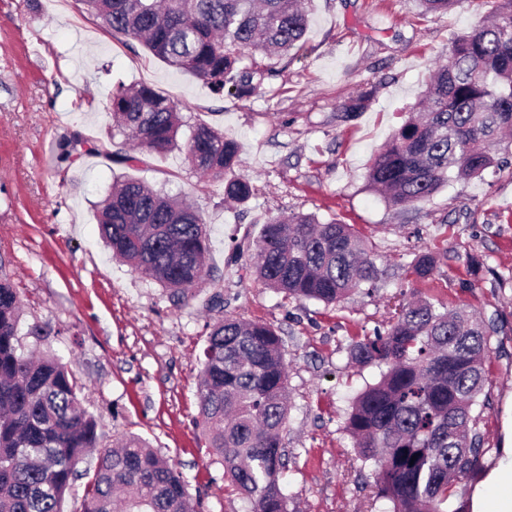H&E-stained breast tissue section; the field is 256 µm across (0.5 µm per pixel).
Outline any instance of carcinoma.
<instances>
[{
  "label": "carcinoma",
  "instance_id": "cac0c4a2",
  "mask_svg": "<svg viewBox=\"0 0 512 512\" xmlns=\"http://www.w3.org/2000/svg\"><path fill=\"white\" fill-rule=\"evenodd\" d=\"M115 34L189 73L220 94L247 96L273 72L264 59L288 55L308 29L302 0H80ZM465 0H418L422 12L446 11ZM423 106L408 113L375 155L368 182L392 207L430 200L453 170L480 177L512 147V10L458 36L431 74ZM106 135L136 140L140 156L116 145L129 164L178 146L182 122L169 97L146 84L112 89ZM199 173L224 180L239 147L207 124L185 144ZM224 195L245 205L249 179L224 183ZM102 238L131 271L159 283L183 302L206 274L207 223L196 209L145 182L124 176L97 206ZM436 266L420 253L414 274ZM255 274L297 300L326 305L371 283L381 270L348 224L292 213L263 225ZM20 298L0 281V512H61L77 465L97 447L95 419L75 379L55 357L18 351ZM493 326L464 309H440L420 298L401 307L384 331L356 342L360 365L382 368L379 381L354 401L345 429L359 458L376 466L379 493L392 512H472L470 500L448 510L453 485L476 470L482 452L473 406L486 382ZM197 390L201 425L224 477L248 512H288L279 476L287 413L283 340L269 325L226 316L206 341ZM196 512L186 483L140 437L98 453L81 512Z\"/></svg>",
  "mask_w": 512,
  "mask_h": 512
}]
</instances>
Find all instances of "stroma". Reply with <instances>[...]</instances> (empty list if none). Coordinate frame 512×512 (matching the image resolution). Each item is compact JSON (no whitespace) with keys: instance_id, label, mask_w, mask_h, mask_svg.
<instances>
[{"instance_id":"1","label":"stroma","mask_w":512,"mask_h":512,"mask_svg":"<svg viewBox=\"0 0 512 512\" xmlns=\"http://www.w3.org/2000/svg\"><path fill=\"white\" fill-rule=\"evenodd\" d=\"M512 0H473L421 14L414 0H310L302 47L274 64L254 95L219 96L141 45L103 28L78 0H0V280L22 300L19 344L48 353L75 376L98 424L100 448L147 439L183 477L197 512H246L196 426L200 358L210 327L231 315L271 325L288 370V512H391L375 466L356 455L345 421L380 378L351 356L418 291L437 305L493 320L488 382L473 409L484 439L474 479L457 495L512 492V155L483 177L450 179L430 202L388 207L367 181L373 156L403 123L452 40ZM167 94L183 125L173 150L131 166L113 163L105 128L115 84ZM361 111L348 113L352 104ZM205 123L239 146L251 178L244 205L224 197L185 159ZM121 175L186 198L209 230L210 272L187 303L112 258L96 204ZM291 212L351 225L381 271L336 305L284 297L253 272L268 220ZM432 252L425 279L411 266ZM223 294V309L209 299ZM48 327L45 336L32 325Z\"/></svg>"}]
</instances>
